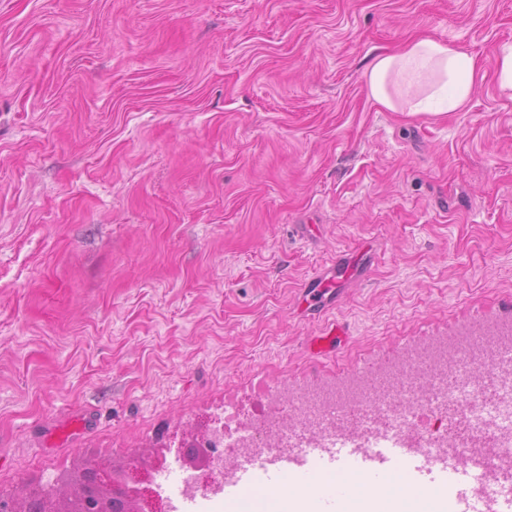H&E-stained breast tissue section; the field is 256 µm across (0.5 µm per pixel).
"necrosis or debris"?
Instances as JSON below:
<instances>
[{"label":"necrosis or debris","mask_w":512,"mask_h":512,"mask_svg":"<svg viewBox=\"0 0 512 512\" xmlns=\"http://www.w3.org/2000/svg\"><path fill=\"white\" fill-rule=\"evenodd\" d=\"M431 367L443 383L425 396L411 382L416 369ZM217 456L256 461L337 440L375 450L401 441L433 460L455 454L480 460L483 478L473 489L486 512H498L512 460V323L472 326L443 336L406 363L387 362L370 372H351L336 386L292 396L283 413L260 411L251 424L218 421L205 435ZM225 467L222 484L206 489L184 483V499H220L235 481Z\"/></svg>","instance_id":"necrosis-or-debris-1"}]
</instances>
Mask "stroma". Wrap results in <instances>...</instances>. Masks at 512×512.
Here are the masks:
<instances>
[{"mask_svg": "<svg viewBox=\"0 0 512 512\" xmlns=\"http://www.w3.org/2000/svg\"><path fill=\"white\" fill-rule=\"evenodd\" d=\"M422 34L459 111L369 97ZM505 45L512 0H0V489L512 321Z\"/></svg>", "mask_w": 512, "mask_h": 512, "instance_id": "1", "label": "stroma"}]
</instances>
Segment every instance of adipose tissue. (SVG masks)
Wrapping results in <instances>:
<instances>
[{"mask_svg": "<svg viewBox=\"0 0 512 512\" xmlns=\"http://www.w3.org/2000/svg\"><path fill=\"white\" fill-rule=\"evenodd\" d=\"M366 76L369 95L379 106L435 114L458 111L478 80L472 54L430 37L375 56Z\"/></svg>", "mask_w": 512, "mask_h": 512, "instance_id": "ef3b65f1", "label": "adipose tissue"}]
</instances>
